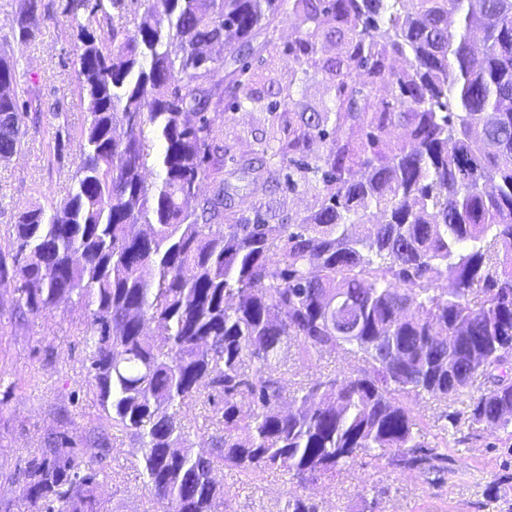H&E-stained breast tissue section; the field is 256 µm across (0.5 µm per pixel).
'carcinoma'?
<instances>
[{
	"label": "carcinoma",
	"mask_w": 512,
	"mask_h": 512,
	"mask_svg": "<svg viewBox=\"0 0 512 512\" xmlns=\"http://www.w3.org/2000/svg\"><path fill=\"white\" fill-rule=\"evenodd\" d=\"M285 5L307 26L288 47L298 62L314 63L319 31L344 52L327 66L333 107L241 164L274 187L286 166L291 187L320 178L317 210L271 224L234 210L216 132L221 106L246 96L255 37ZM46 11L19 0L13 41L35 38ZM56 11L89 119L76 136L57 128L56 145L77 142L74 189L17 213L0 287L30 313L61 297L81 312L87 385L137 443L164 512H222L221 467L250 481L280 469L283 512H315L305 489L347 464L442 462L447 438L428 439L410 400L454 403L479 377L468 419L509 432L512 0H58ZM217 61L222 87L208 82ZM359 69L386 90L380 103L353 87ZM5 82L0 157L21 146L32 103L27 73L0 49ZM148 126L160 146L152 187ZM397 126L409 139L392 136ZM315 137L325 150L309 162ZM204 179L212 194L197 197ZM372 207L384 222H370ZM350 224L363 236L350 237ZM442 279L453 287L436 288ZM148 322L162 335L146 338ZM291 343L356 370L301 385L282 414L279 362ZM216 393L224 435L198 455L174 407ZM102 475L53 446L26 463L20 492L30 512H102Z\"/></svg>",
	"instance_id": "obj_1"
}]
</instances>
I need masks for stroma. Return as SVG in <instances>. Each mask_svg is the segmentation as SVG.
Instances as JSON below:
<instances>
[{"label":"stroma","instance_id":"1","mask_svg":"<svg viewBox=\"0 0 512 512\" xmlns=\"http://www.w3.org/2000/svg\"><path fill=\"white\" fill-rule=\"evenodd\" d=\"M37 28L29 43L9 46L34 80L37 108L26 120L20 149L0 157V245L18 211L68 196L77 146L67 142L59 158H52L51 135L58 122L76 131L88 119V103L74 90L75 48L65 18H41ZM300 29L293 13L284 10L277 15L263 34L267 47L251 60L253 97L228 111L219 131L226 150L224 186L237 212L249 215L258 209L273 224L284 218L298 223L322 200L315 188L266 190L239 167L260 144L278 149L288 136L290 121L305 112L324 111L334 101L330 75L322 64L341 48L335 39L319 37L320 65L302 71L288 53ZM279 90L287 97L277 112H269L271 95ZM82 330L72 303L21 315L13 290L0 288V502L10 503L13 512H28L19 497L22 470L49 441L65 435L84 459L103 470L98 498L108 512H155L135 441L113 428L99 398L84 384L88 361ZM283 362V410L292 404L299 382L340 377L352 370L337 354L311 359L294 347ZM412 408L428 434H448L443 471L349 465L308 487L306 494L317 512H512V437L464 419L451 424L449 409L428 395L413 401ZM177 414L193 452L211 453L221 429L211 406L192 402L178 408ZM215 478L226 492L224 512H282L287 475L271 472L247 482L223 468Z\"/></svg>","mask_w":512,"mask_h":512}]
</instances>
